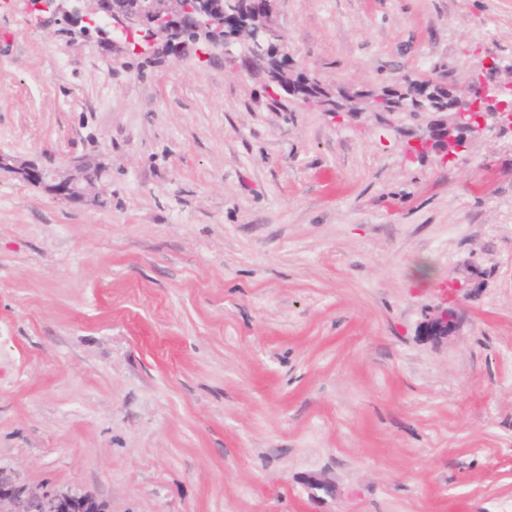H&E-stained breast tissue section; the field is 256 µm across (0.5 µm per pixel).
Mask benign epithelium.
<instances>
[{
  "label": "benign epithelium",
  "instance_id": "obj_1",
  "mask_svg": "<svg viewBox=\"0 0 512 512\" xmlns=\"http://www.w3.org/2000/svg\"><path fill=\"white\" fill-rule=\"evenodd\" d=\"M278 0H37L34 10L45 26L64 21L89 41L104 39L110 32L140 30L151 53L183 60L192 49L184 40L185 29L203 35L210 55L224 54L238 45L245 55H226L232 70L251 73L258 69L264 80L277 79L291 88L299 86L302 71L292 66L274 67L275 54L287 52L284 35L276 22ZM512 70L497 55L490 53L480 72L473 77L465 94L458 93L447 79H423L410 73L398 77V86L406 96L425 98L428 88H437L448 100L443 112L448 120L431 123L413 133L407 143L409 152L435 151L442 158L456 160L487 131L512 123V80L501 79L503 71ZM319 92L305 98L324 112L385 113L383 98L370 84L332 87L318 83ZM0 170H9L24 180L39 184L56 199L67 203L99 206L88 190L91 169L74 164L64 173H52L32 161H19L0 154ZM454 311L446 308L429 321L432 336H448L456 330ZM0 512H96L87 497L45 491L35 494L0 471Z\"/></svg>",
  "mask_w": 512,
  "mask_h": 512
}]
</instances>
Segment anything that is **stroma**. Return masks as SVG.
I'll return each mask as SVG.
<instances>
[{
	"label": "stroma",
	"instance_id": "obj_1",
	"mask_svg": "<svg viewBox=\"0 0 512 512\" xmlns=\"http://www.w3.org/2000/svg\"><path fill=\"white\" fill-rule=\"evenodd\" d=\"M331 86L466 90L512 0H279ZM0 7V472L104 512H499L512 500V130L331 113L206 56L145 64ZM463 282L456 296L449 281ZM461 328H420L444 298ZM330 491L311 487V479ZM0 170H9L27 182L42 185L56 199L67 203L99 206V200L88 190L91 169L83 164H73L65 173H52L32 161H19L0 154Z\"/></svg>",
	"mask_w": 512,
	"mask_h": 512
}]
</instances>
